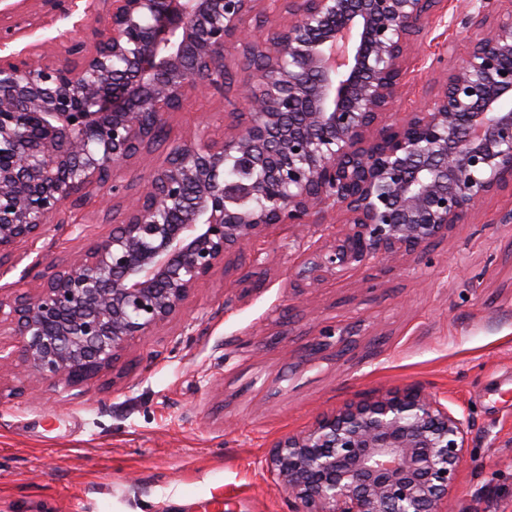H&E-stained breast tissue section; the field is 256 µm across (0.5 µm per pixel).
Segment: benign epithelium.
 Returning <instances> with one entry per match:
<instances>
[{
  "instance_id": "7a95c632",
  "label": "benign epithelium",
  "mask_w": 512,
  "mask_h": 512,
  "mask_svg": "<svg viewBox=\"0 0 512 512\" xmlns=\"http://www.w3.org/2000/svg\"><path fill=\"white\" fill-rule=\"evenodd\" d=\"M429 0H97L89 49L38 62L0 56V260L124 166L148 160L172 112L224 93L240 47L246 111L221 138L189 133L136 196L111 185L122 221L55 268L31 295H0V371L32 386H81L165 327L191 291L274 224L346 216L295 272L337 276L424 250L512 186V9L474 0L482 31L428 104L386 123ZM259 16L267 29L250 33ZM234 164L241 176L225 177ZM467 420L410 387L322 418L273 445L284 490L304 512H449Z\"/></svg>"
}]
</instances>
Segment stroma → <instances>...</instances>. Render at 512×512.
I'll return each mask as SVG.
<instances>
[{"label": "stroma", "mask_w": 512, "mask_h": 512, "mask_svg": "<svg viewBox=\"0 0 512 512\" xmlns=\"http://www.w3.org/2000/svg\"><path fill=\"white\" fill-rule=\"evenodd\" d=\"M88 5L65 0L49 11L39 0H0V11L30 20L0 53L56 55L89 41L98 22ZM444 31L408 54L388 123L428 97ZM237 106L203 90L172 114L169 143L200 127L221 135ZM511 213L506 189L425 253L325 276L300 296L292 273L344 216L331 213L304 235L276 224L261 250L234 260L259 273V286L216 270L174 321L87 385L47 382L35 395L22 374L0 373V512H301L269 465L273 444L411 386L468 421L455 512H512ZM71 216L76 228L52 223L37 243L19 245L29 258L0 274V293H32L49 266L112 232V210L99 202ZM37 255L42 265L31 266ZM325 328L348 337L345 354L333 344L312 353Z\"/></svg>", "instance_id": "obj_1"}]
</instances>
